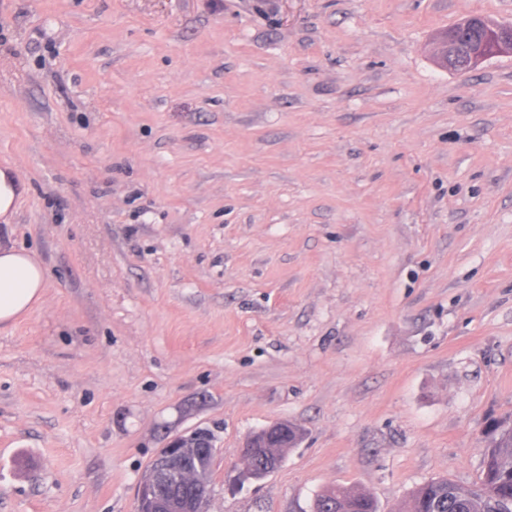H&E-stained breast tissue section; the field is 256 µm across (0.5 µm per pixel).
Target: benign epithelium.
<instances>
[{"label":"benign epithelium","mask_w":512,"mask_h":512,"mask_svg":"<svg viewBox=\"0 0 512 512\" xmlns=\"http://www.w3.org/2000/svg\"><path fill=\"white\" fill-rule=\"evenodd\" d=\"M472 24L481 26L490 34V40L482 50L463 58L459 53V32ZM435 52L444 65L467 71L490 57L512 55V25L496 24L483 17L469 18L442 33ZM214 453L212 442H200L191 431L167 438L137 483L136 512H208L210 482L206 471L191 467L190 462L210 460Z\"/></svg>","instance_id":"benign-epithelium-1"}]
</instances>
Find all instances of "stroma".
Masks as SVG:
<instances>
[{
    "label": "stroma",
    "instance_id": "35a3bbf8",
    "mask_svg": "<svg viewBox=\"0 0 512 512\" xmlns=\"http://www.w3.org/2000/svg\"><path fill=\"white\" fill-rule=\"evenodd\" d=\"M512 0H0V512H134L212 430L209 512H396L512 425V56L431 53ZM300 442L245 477L249 434ZM46 283L47 271L34 253L0 247V324L13 323L37 305ZM312 512H376L373 499L364 493L336 485L319 493L314 499Z\"/></svg>",
    "mask_w": 512,
    "mask_h": 512
}]
</instances>
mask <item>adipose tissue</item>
<instances>
[{
  "mask_svg": "<svg viewBox=\"0 0 512 512\" xmlns=\"http://www.w3.org/2000/svg\"><path fill=\"white\" fill-rule=\"evenodd\" d=\"M46 283L47 271L34 253L0 248V324L13 323L37 305Z\"/></svg>",
  "mask_w": 512,
  "mask_h": 512,
  "instance_id": "obj_1",
  "label": "adipose tissue"
}]
</instances>
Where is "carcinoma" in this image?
Wrapping results in <instances>:
<instances>
[{"mask_svg": "<svg viewBox=\"0 0 512 512\" xmlns=\"http://www.w3.org/2000/svg\"><path fill=\"white\" fill-rule=\"evenodd\" d=\"M292 446L289 436L266 441L264 435H256L252 442L255 452L246 459L255 478L267 476L268 463L276 456H284ZM313 505L316 512H376L369 495L342 485L319 493ZM406 512H512V427L502 429L485 450L483 476L478 484L432 479L414 492Z\"/></svg>", "mask_w": 512, "mask_h": 512, "instance_id": "cac0c4a2", "label": "carcinoma"}]
</instances>
